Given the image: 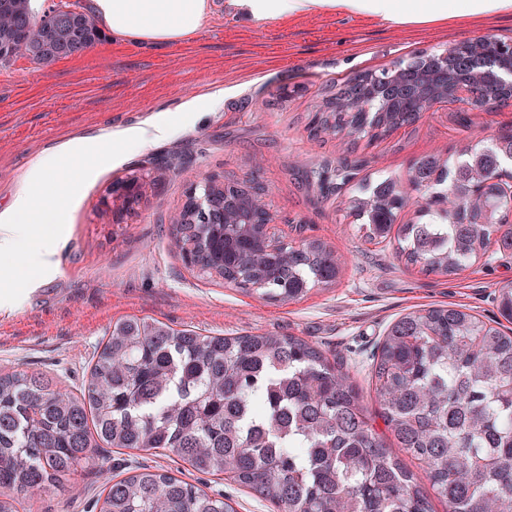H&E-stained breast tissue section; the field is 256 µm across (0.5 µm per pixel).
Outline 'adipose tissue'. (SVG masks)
I'll return each instance as SVG.
<instances>
[{"mask_svg": "<svg viewBox=\"0 0 512 512\" xmlns=\"http://www.w3.org/2000/svg\"><path fill=\"white\" fill-rule=\"evenodd\" d=\"M231 12L258 20L284 18L321 9H344L374 16L393 25L471 23L512 11V0H224ZM102 32L119 43L171 45L192 40L211 16L213 0H91ZM60 154L40 158L32 189L18 193L11 213L0 219V260L25 254L15 270L22 280L49 266L54 226L28 223L47 196L64 200L53 175Z\"/></svg>", "mask_w": 512, "mask_h": 512, "instance_id": "obj_1", "label": "adipose tissue"}]
</instances>
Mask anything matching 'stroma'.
I'll return each mask as SVG.
<instances>
[{
	"label": "stroma",
	"instance_id": "obj_1",
	"mask_svg": "<svg viewBox=\"0 0 512 512\" xmlns=\"http://www.w3.org/2000/svg\"><path fill=\"white\" fill-rule=\"evenodd\" d=\"M484 31L511 40L512 13L480 29L390 26L340 9L255 21L217 6L184 44L142 47L104 37L48 67L25 58L0 65V213L32 181L35 160L63 147L69 154L56 179L70 189L63 206L47 203L29 218L58 226L49 267L27 282L0 278V289L14 294L12 307L0 309V369L80 388L99 341L132 318L212 336H296L350 373L366 416L394 446L372 374L388 326L402 314L448 305L498 322V292L512 286V254L491 248L455 274H427L396 256V235L366 239L351 202L383 180H405L422 157L453 162L475 136L512 130V103L490 110L438 105L370 143L314 137L310 127L356 75ZM157 120L168 122L166 138L146 150L122 146L125 134ZM170 157L179 158V171L166 168ZM345 159L360 166L334 188L308 176L319 166L334 175ZM208 177L261 187L288 244L317 240L340 258L335 284L280 303L187 268L172 221ZM134 180L143 194L129 204L124 186ZM133 461L230 496L236 512H274L247 489L172 455L110 448L101 468L32 495L24 512H88L93 491Z\"/></svg>",
	"mask_w": 512,
	"mask_h": 512
}]
</instances>
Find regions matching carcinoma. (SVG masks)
<instances>
[{
  "instance_id": "cac0c4a2",
  "label": "carcinoma",
  "mask_w": 512,
  "mask_h": 512,
  "mask_svg": "<svg viewBox=\"0 0 512 512\" xmlns=\"http://www.w3.org/2000/svg\"><path fill=\"white\" fill-rule=\"evenodd\" d=\"M100 40L81 11L33 15L29 0H0V64L26 58L42 66L80 55ZM483 56L461 43L448 78L471 79ZM491 104L512 100L500 71L481 68ZM394 112L324 115L321 131L371 142L383 126L412 123ZM449 167L418 161L407 184L386 179L371 188L378 206L357 210L367 237L385 238L409 206L405 186L424 190L436 209L405 224L398 256L427 273L452 275L494 245L512 253V213L499 204V174L512 159V133L466 150ZM220 207L200 216L190 207L176 225L190 269L275 302L336 280L340 260L311 241L265 250L255 236L263 211L223 223ZM512 320V287L497 297ZM382 418L396 447L423 467L450 512H512V335L454 306L430 307L393 322L372 366ZM161 450L194 469L229 476L278 512H433L428 491L363 413L348 374L295 336H207L159 321L118 322L95 352L75 393L43 373L0 371V512H20L27 496L48 492L79 469L98 464L99 448ZM93 506L98 512H235L231 499L209 494L167 471L136 467L115 474Z\"/></svg>"
}]
</instances>
